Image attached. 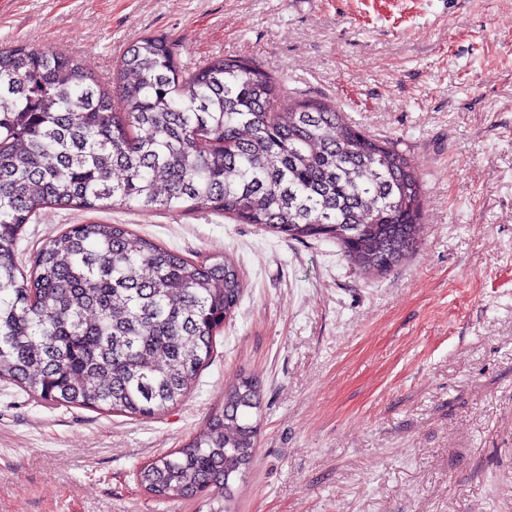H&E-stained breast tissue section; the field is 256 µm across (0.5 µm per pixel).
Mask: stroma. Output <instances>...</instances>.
<instances>
[{"label":"stroma","mask_w":512,"mask_h":512,"mask_svg":"<svg viewBox=\"0 0 512 512\" xmlns=\"http://www.w3.org/2000/svg\"><path fill=\"white\" fill-rule=\"evenodd\" d=\"M149 34L185 63L253 61L397 142L424 178L422 244L367 279L335 242L204 210H39L21 269L70 225L124 224L197 263L230 258L244 291L155 417L0 381V512H206L156 501L136 472L242 373L261 421L236 512H512V0H0V44L68 54L104 85Z\"/></svg>","instance_id":"stroma-1"}]
</instances>
